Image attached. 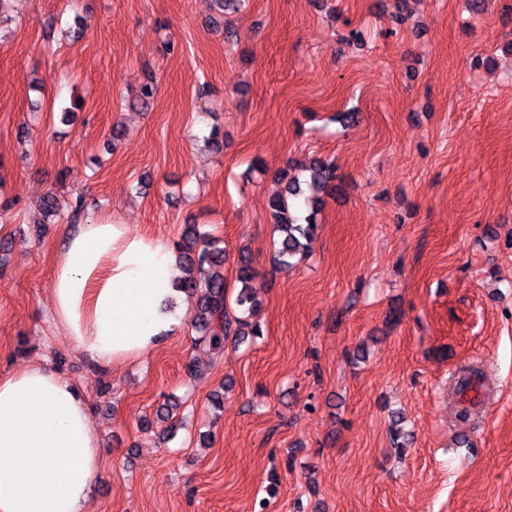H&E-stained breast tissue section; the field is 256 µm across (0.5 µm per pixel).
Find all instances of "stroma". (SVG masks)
Wrapping results in <instances>:
<instances>
[{
  "mask_svg": "<svg viewBox=\"0 0 512 512\" xmlns=\"http://www.w3.org/2000/svg\"><path fill=\"white\" fill-rule=\"evenodd\" d=\"M481 3L11 0L0 370L55 365L87 394L91 512H512V0ZM315 159L334 188L283 269L268 200ZM78 193L133 235L198 225L227 281L248 258L261 336L217 356L188 322L96 367L52 320L68 224L38 208Z\"/></svg>",
  "mask_w": 512,
  "mask_h": 512,
  "instance_id": "stroma-1",
  "label": "stroma"
}]
</instances>
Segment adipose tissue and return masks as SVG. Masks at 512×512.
<instances>
[{"mask_svg": "<svg viewBox=\"0 0 512 512\" xmlns=\"http://www.w3.org/2000/svg\"><path fill=\"white\" fill-rule=\"evenodd\" d=\"M162 238L94 219L64 236L50 292L56 325L100 368L153 351L183 326ZM104 451L84 391L58 368L0 374V512H88Z\"/></svg>", "mask_w": 512, "mask_h": 512, "instance_id": "obj_1", "label": "adipose tissue"}]
</instances>
